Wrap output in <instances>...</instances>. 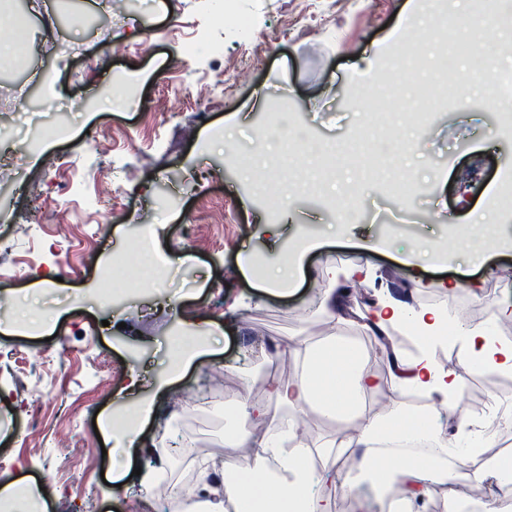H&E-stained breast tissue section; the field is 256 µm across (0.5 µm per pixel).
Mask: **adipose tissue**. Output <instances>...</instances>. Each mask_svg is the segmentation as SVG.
I'll use <instances>...</instances> for the list:
<instances>
[{
  "mask_svg": "<svg viewBox=\"0 0 512 512\" xmlns=\"http://www.w3.org/2000/svg\"><path fill=\"white\" fill-rule=\"evenodd\" d=\"M319 246V240L304 241L278 265L264 270L257 269L252 258L245 255L239 267L244 276L255 280L261 292L287 293L304 276L305 253ZM320 275L329 283L321 309L336 333L318 346L283 342V353L295 358L298 365L289 377L273 379L269 385L271 403L291 413L288 440L278 443L269 435L258 439L228 435L226 447L249 451L247 474L226 478L222 501L204 502L203 512H224L228 501L236 512H332L330 490L346 488L359 479L370 481L380 492L389 482H399L406 491V512H419L430 485L444 477L442 465L431 457L398 456L396 447L422 436L433 439L443 455L459 463L482 452L483 440L470 437L467 417L460 416L455 435H444L441 430L443 417L457 414V399L464 385L454 369L437 367L433 350L448 341H460L472 368L488 374H511L512 341L495 336L491 328L476 329L450 320L441 308H416L385 294L361 318L368 329L387 336L403 329L421 343L420 355L397 357L389 375L396 392L415 390L424 400V408L411 411L399 405L362 414L356 438H332L312 448L304 446L298 413L309 407L332 418L345 417L351 410L359 412L361 397L373 384L364 354L339 333L346 322L343 288L354 275L348 272L340 276L332 269L321 270ZM352 448L361 451L353 474L337 466L341 455Z\"/></svg>",
  "mask_w": 512,
  "mask_h": 512,
  "instance_id": "ef3b65f1",
  "label": "adipose tissue"
}]
</instances>
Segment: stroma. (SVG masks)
I'll return each mask as SVG.
<instances>
[{
  "label": "stroma",
  "instance_id": "1",
  "mask_svg": "<svg viewBox=\"0 0 512 512\" xmlns=\"http://www.w3.org/2000/svg\"><path fill=\"white\" fill-rule=\"evenodd\" d=\"M407 0H0V35L25 31L14 56L0 63V152L23 150L21 168H0V298L13 324L0 334V477L42 483L48 512H161L162 498L103 482L112 459L102 453L94 422L151 400L154 417L133 449L135 466H159L154 445L180 440L174 483L224 451V413L240 394L268 400L267 381L294 361L273 344L324 341L331 324L320 310L329 266L370 269L365 292L382 284L409 305L438 306L470 327L512 340V320L497 319L496 301L512 303V217L485 220L486 261L469 266L468 251L446 265L417 271L404 257L428 241L464 238L471 209L512 185V125L477 97L463 107L423 109L405 94L402 116L380 121L363 89L397 76L358 65L388 38L411 43L433 62L445 40L458 44L451 83L471 80L464 66L472 45L486 47L457 18L403 30ZM250 21L246 30L237 17ZM137 28V37L120 31ZM134 78L136 101L115 98ZM225 80L211 98L207 83ZM306 128L308 144L351 139L361 123L357 166L319 157L300 177L283 180L286 157L274 152L278 116ZM62 123L69 135L45 137ZM424 134L410 189L400 150L386 137ZM95 143H87V132ZM111 187L101 212L86 204L88 188ZM294 218L280 241L261 233L277 219L282 194ZM165 256L168 282L141 281L136 293L104 298L100 283L141 230ZM323 247L305 259L306 276L285 297L262 295L239 272L240 255L265 266L302 239ZM384 243L361 249L365 238ZM53 281L33 293L43 275ZM467 278L447 294L435 281ZM209 321L206 352L188 369L172 365L171 343L193 320ZM437 366H453L466 384L460 409L478 428L495 408H512V375L494 377L466 363L460 344L444 345ZM75 469L57 470L62 457Z\"/></svg>",
  "mask_w": 512,
  "mask_h": 512
}]
</instances>
